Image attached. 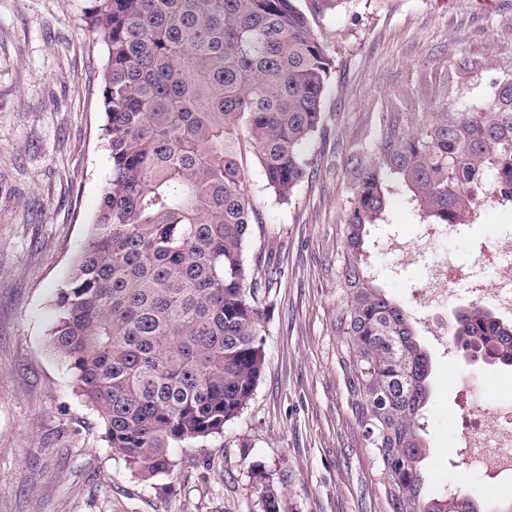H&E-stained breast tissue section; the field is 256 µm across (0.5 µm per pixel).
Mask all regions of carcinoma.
I'll return each mask as SVG.
<instances>
[{
	"mask_svg": "<svg viewBox=\"0 0 512 512\" xmlns=\"http://www.w3.org/2000/svg\"><path fill=\"white\" fill-rule=\"evenodd\" d=\"M340 0H92L107 49L103 139L112 160L89 235L59 289L50 349L97 413L112 453L144 480L169 448L219 434L264 364L262 290L245 246L256 219L243 154L286 201L304 180L333 69L313 23ZM472 111L444 102L394 122L374 156L346 160L352 199L336 258L352 414L379 458L389 512H487L464 490L425 494L422 411L432 356L405 308L366 271L367 227L390 175L436 224H462L486 188L512 202V74ZM460 351L512 368V322L475 303L454 316ZM263 512L282 493L262 472Z\"/></svg>",
	"mask_w": 512,
	"mask_h": 512,
	"instance_id": "carcinoma-1",
	"label": "carcinoma"
}]
</instances>
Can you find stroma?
Masks as SVG:
<instances>
[{"label":"stroma","mask_w":512,"mask_h":512,"mask_svg":"<svg viewBox=\"0 0 512 512\" xmlns=\"http://www.w3.org/2000/svg\"><path fill=\"white\" fill-rule=\"evenodd\" d=\"M90 5L0 0V512H263L260 471L279 486L283 512H388L382 469L339 364L336 255L352 197L345 160L374 153L401 113L429 112L448 97L483 104L490 78L512 69V0H340L320 18L333 69L308 176L282 202L248 160L257 221L245 261L266 278L263 373L222 433L174 444V472L148 481L108 448L48 345L57 292L112 167L101 130L106 53L85 22ZM468 57L491 65L444 81L450 64ZM431 226L402 188L365 239L374 285L421 335L474 300L461 283L448 306H424L419 294L438 265H469L494 235L512 234V204L487 196L449 244L426 243ZM395 235L420 246L407 264L383 249ZM432 363L422 419L428 491L462 486L490 505L512 500V483L482 480L466 448L448 440L474 406L512 401V371L466 364L455 350L433 351ZM470 371L483 377L476 404L459 386Z\"/></svg>","instance_id":"stroma-1"}]
</instances>
